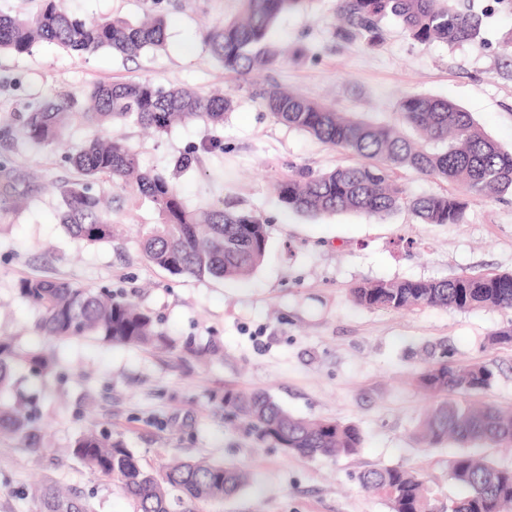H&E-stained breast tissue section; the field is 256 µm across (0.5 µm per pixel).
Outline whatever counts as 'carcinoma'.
I'll use <instances>...</instances> for the list:
<instances>
[{"instance_id":"carcinoma-1","label":"carcinoma","mask_w":512,"mask_h":512,"mask_svg":"<svg viewBox=\"0 0 512 512\" xmlns=\"http://www.w3.org/2000/svg\"><path fill=\"white\" fill-rule=\"evenodd\" d=\"M305 0H240L233 19L211 27L205 45L224 72L246 79L270 72L285 56L267 46V35L284 12ZM340 24L336 38L358 42L372 50L384 41L383 24L396 20L403 32L421 43H473L481 18L461 8L459 0H337ZM38 42L66 51L95 53L103 49L128 58L166 44L161 16L139 21L114 18L87 24L43 0L33 19L0 14V48L28 53ZM272 118L307 132L345 153L355 165L338 166L315 175L301 171L274 185L279 202L307 215L358 212L385 217L407 207L423 224H460L470 201L512 193V153L503 151L475 123L470 113L444 98L406 94L396 105L401 125L418 133L413 138L398 127L375 124L348 112L277 86L258 87ZM234 108L233 95L194 88L162 87L150 81L97 83L77 98L62 94L22 113L28 139L39 147L60 143L73 119L95 132L93 138L69 150L65 161L81 179L60 186V223L89 243H110L120 235L112 223V199L95 190L106 179L132 188L152 204L159 222L143 227L139 242L149 263L172 275L198 280L243 278L261 262L267 245L264 220L220 207L191 210L180 190L165 174L140 167L137 153L114 126L136 124L160 136L175 124L201 121L224 125ZM221 142L209 139L183 156L188 164L210 153ZM460 186L459 193L408 197L393 179L398 168ZM0 195L21 199L26 193L7 165L0 161ZM18 294L39 312L35 329L55 341L90 338L116 346L171 347L154 317L135 303L110 292L61 279L40 277L19 281ZM366 308L404 311L416 307H453L469 311L512 309V273H462L440 280H379L352 289ZM17 359L14 341L0 337V394L13 385ZM30 369L41 375L54 366L51 350L26 354ZM493 371L485 364L452 366L436 361L418 376L419 386L437 398L419 426L430 444L455 443L461 451L450 470L455 497L442 506L424 477L399 467H375L361 477L364 489L383 497L391 512H512V469L504 468L472 447L512 443V412L470 400L491 387ZM224 410L248 419L259 435L293 455L341 457L358 452L361 431L333 419L297 417L266 392L224 391ZM0 435L18 438L26 448L41 450L35 413L0 404ZM71 454L91 469L112 478L132 499L135 512H198V504L219 501L245 487L248 475L234 465L209 460L179 461L159 469L140 465L123 442L88 429L71 443ZM38 512H89L76 491L57 483L32 491Z\"/></svg>"}]
</instances>
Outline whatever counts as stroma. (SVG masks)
<instances>
[{"instance_id": "obj_1", "label": "stroma", "mask_w": 512, "mask_h": 512, "mask_svg": "<svg viewBox=\"0 0 512 512\" xmlns=\"http://www.w3.org/2000/svg\"><path fill=\"white\" fill-rule=\"evenodd\" d=\"M484 15L479 44H420L389 25L367 50L335 37L336 0H305L270 29L272 48L303 47L267 82L356 113L377 124L396 120L402 95L447 98L469 112L502 149L512 151V0H460ZM79 18L166 21L164 49L126 59L108 50L70 53L41 43L29 53L0 51V161L31 190L26 205L0 210V336L21 350L45 345L37 310L21 299L26 277L65 279L106 290L153 313L173 350L112 346L95 340L55 343L58 362L44 376L18 362L7 401L35 400L42 449L0 436V512H37L30 485L56 481L88 496L93 512H134L111 478L67 454L93 427L122 441L139 463L174 458L233 464L249 486L201 512H390L359 476L372 467L419 470L440 500L455 496L449 478L456 445L426 446L417 426L433 399L417 376L430 362L487 364L483 398L512 410V345L489 335L512 325V310L420 307L405 312L357 305L358 283L433 280L461 273L512 272V194L470 201L462 223L423 224L408 209L378 218L356 212L316 217L285 209L274 183L299 169L325 173L353 163L310 135L274 121L252 88L225 74L203 43L208 25L239 10V0H56ZM149 80L206 92H233L223 150L174 172L175 160L212 135L200 122L155 138L133 124L121 133L142 168L173 174L187 205L217 203L267 222L256 270L240 281L174 276L147 263L140 225L153 224L150 202L112 213L124 233L109 243L72 238L59 220L56 184L77 180L61 152L31 144L16 116L61 93L96 82ZM261 390L288 412L359 427V452L338 458L294 457L262 439L216 402L225 389Z\"/></svg>"}]
</instances>
